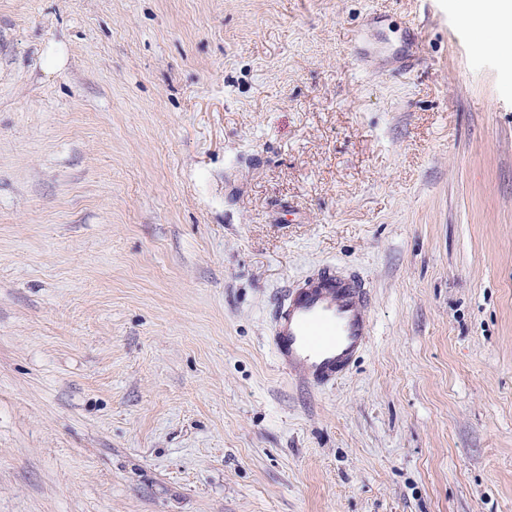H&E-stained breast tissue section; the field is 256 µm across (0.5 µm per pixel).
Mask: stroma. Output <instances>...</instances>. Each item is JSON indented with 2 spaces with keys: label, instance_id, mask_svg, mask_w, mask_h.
Listing matches in <instances>:
<instances>
[{
  "label": "stroma",
  "instance_id": "35a3bbf8",
  "mask_svg": "<svg viewBox=\"0 0 512 512\" xmlns=\"http://www.w3.org/2000/svg\"><path fill=\"white\" fill-rule=\"evenodd\" d=\"M457 2L0 0V512H512V20ZM324 265L374 334L319 388ZM373 331L365 288L328 269L287 290L272 314L271 343L279 366L305 383L331 386Z\"/></svg>",
  "mask_w": 512,
  "mask_h": 512
}]
</instances>
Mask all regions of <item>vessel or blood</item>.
<instances>
[{
    "label": "vessel or blood",
    "mask_w": 512,
    "mask_h": 512,
    "mask_svg": "<svg viewBox=\"0 0 512 512\" xmlns=\"http://www.w3.org/2000/svg\"><path fill=\"white\" fill-rule=\"evenodd\" d=\"M373 331L365 289L354 278L326 270L280 300L271 343L279 366L305 383L330 386L345 375Z\"/></svg>",
    "instance_id": "obj_1"
}]
</instances>
